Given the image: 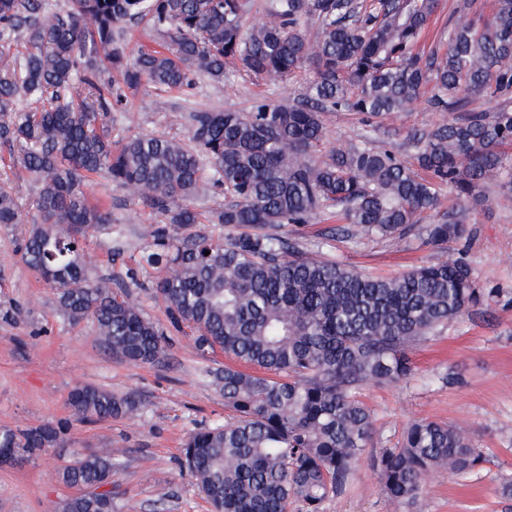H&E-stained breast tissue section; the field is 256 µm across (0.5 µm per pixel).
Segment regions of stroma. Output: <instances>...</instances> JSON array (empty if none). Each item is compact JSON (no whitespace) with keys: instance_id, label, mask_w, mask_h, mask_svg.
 Masks as SVG:
<instances>
[{"instance_id":"obj_1","label":"stroma","mask_w":512,"mask_h":512,"mask_svg":"<svg viewBox=\"0 0 512 512\" xmlns=\"http://www.w3.org/2000/svg\"><path fill=\"white\" fill-rule=\"evenodd\" d=\"M298 73L276 91L239 74L220 83L204 81L186 96L171 99L169 111L154 108L155 90L143 84L122 111L112 113L113 140L130 133L186 138V107L244 112L268 94L291 101L305 90ZM441 113L419 102L412 110L386 119L378 144L400 149L411 158L407 136L438 123ZM92 202L112 212V230L85 245L96 273L111 279L135 299L146 319L167 338L165 354L153 363L113 358L99 340L92 321L70 322L61 312L56 291L37 278L21 259L28 235L25 224H0V428L25 430L48 422L69 423L65 445L19 461H0V512H59L73 495L57 472L91 448L120 450L112 477L114 512H210L196 481L182 462L186 437L196 428L224 423L229 411L213 374L229 362L221 351L198 348L189 328H174L158 297L157 269L142 262L153 230L162 217L92 179ZM484 203L468 208L467 240L442 249L416 235L394 240L323 239L335 218L286 224L282 233L370 275H394L443 258L463 257L479 287L493 295L481 307L449 321L443 335L412 351L415 370L406 380L363 387L375 432L361 456L350 490L330 499L325 512H512V497L501 494L512 480V199L501 196L498 181L483 188ZM167 227V226H164ZM179 235L178 226L167 227ZM454 376L451 384L443 375ZM90 384L134 399L135 416L89 421L75 415L70 393ZM434 419L468 429L486 461L478 473L458 476L441 470L426 481L418 510L391 502L382 492L371 459L399 445L407 427Z\"/></svg>"}]
</instances>
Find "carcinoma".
I'll return each mask as SVG.
<instances>
[{
	"label": "carcinoma",
	"instance_id": "cac0c4a2",
	"mask_svg": "<svg viewBox=\"0 0 512 512\" xmlns=\"http://www.w3.org/2000/svg\"><path fill=\"white\" fill-rule=\"evenodd\" d=\"M440 0H266L248 19V0H0V146L38 186L22 260L58 291L72 322L92 320L112 356L152 363L165 337L109 278L93 277L85 242L112 228V212L89 202L98 174L164 218L191 228L207 222L232 233L171 237L152 232L142 261L161 271L157 292L195 343L240 364L215 374L232 416L191 432L185 465L212 512H323L350 486L374 430L359 399L368 383L414 372L411 348L487 300L463 258L440 259L391 276L358 272L282 235L336 209L335 232L400 238L426 225L428 242L468 236L464 209L491 179L512 198V0L492 16L448 28V48L419 52ZM318 32L306 34L309 20ZM143 27L161 49L126 52L124 25ZM277 88L296 71L311 76L302 100L261 98L246 112L187 109L186 140L129 134L112 143L102 118L122 109L143 83L164 111L202 78L227 65ZM474 98L495 103L470 108ZM425 100L449 117L412 136L416 166L368 139L327 154L323 114L352 112L377 128ZM29 102L21 110L19 101ZM212 175L202 176V158ZM224 195L204 218L198 193ZM15 196L0 187V224H21ZM70 405L84 419L128 416L136 403L78 385ZM65 424L0 429L10 458L64 443ZM110 448L90 450L60 472L89 489L112 478ZM485 457L469 433L422 419L372 467L393 502L418 507L427 475L479 471ZM112 499L70 497L62 512H113Z\"/></svg>",
	"mask_w": 512,
	"mask_h": 512
}]
</instances>
